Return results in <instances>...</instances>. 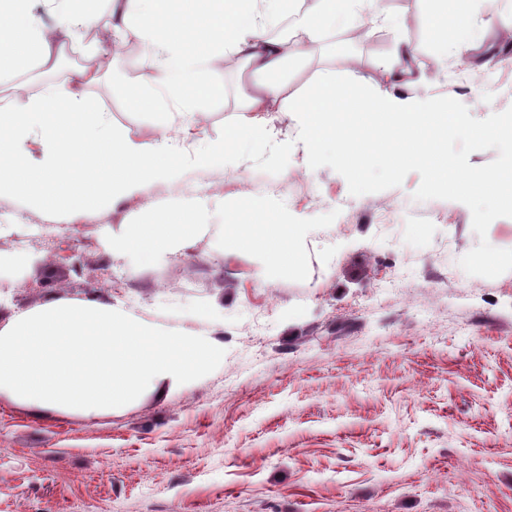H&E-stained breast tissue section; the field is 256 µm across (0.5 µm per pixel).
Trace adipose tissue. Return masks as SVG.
<instances>
[{
    "instance_id": "1",
    "label": "adipose tissue",
    "mask_w": 512,
    "mask_h": 512,
    "mask_svg": "<svg viewBox=\"0 0 512 512\" xmlns=\"http://www.w3.org/2000/svg\"><path fill=\"white\" fill-rule=\"evenodd\" d=\"M100 0H0V77L39 67L58 57L64 45L100 53L98 41H87ZM108 41L141 42L139 65L147 82L125 93L131 111L149 112L158 121L150 142L112 128L106 113L85 97L84 85L103 81V69H82L76 80L50 86L44 93L0 97V197L19 195L31 207L50 215L98 211L134 196L148 183L173 179L181 163L223 162L245 150L265 132L267 116L288 110L301 117L300 134L315 155H334L356 186L366 182L367 154L375 135L395 143L394 168L424 164L430 186L457 195L466 205L493 210L512 206V122L491 129L500 149L498 168L448 174L443 142L452 135L477 136L459 125L447 106L427 98L377 94L360 79L319 70L299 96L287 98L281 74L294 58L293 43H317L336 28L368 20L378 29L396 26L378 0H298L292 19L280 35L271 23L283 14L285 0H111ZM421 17L439 56L449 48H476L485 28L474 6L478 0H434ZM61 17L48 27L44 14ZM454 28L447 37L446 28ZM237 57L251 79L240 91L244 117L224 139H199L188 154L175 127L190 129L197 112L223 98L224 81L214 64ZM180 125H173L172 116Z\"/></svg>"
}]
</instances>
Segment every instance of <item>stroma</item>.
Segmentation results:
<instances>
[{"label":"stroma","mask_w":512,"mask_h":512,"mask_svg":"<svg viewBox=\"0 0 512 512\" xmlns=\"http://www.w3.org/2000/svg\"><path fill=\"white\" fill-rule=\"evenodd\" d=\"M381 48L357 68L380 88L401 39L410 95L447 102L473 128L512 117V0L480 6L488 31L456 73L408 0ZM138 53L86 88L114 128L151 141L156 118L129 111L114 87L143 82ZM86 57L0 79V96L72 78ZM224 97L193 128L224 138L250 80L236 58ZM269 135L220 164L183 166L112 208L63 220L24 198H0V330L59 300L96 301L153 327L205 337L220 366L165 378L135 401L85 414L0 391V512H512V207L482 211L430 189L412 164L374 169L355 188L330 158L313 159L294 112L267 116ZM455 171H494L492 138L449 137ZM266 195L299 218L337 217L305 240L309 276L266 277L262 263L216 244L219 222L135 266L112 249L136 216L171 200L208 209ZM47 225L46 247L33 227ZM119 283L110 286L109 275Z\"/></svg>","instance_id":"35a3bbf8"}]
</instances>
